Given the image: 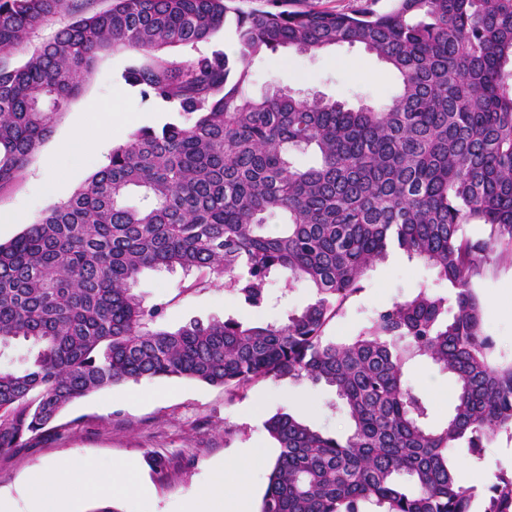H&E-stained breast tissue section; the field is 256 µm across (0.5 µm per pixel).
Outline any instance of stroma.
<instances>
[{"instance_id": "35a3bbf8", "label": "stroma", "mask_w": 512, "mask_h": 512, "mask_svg": "<svg viewBox=\"0 0 512 512\" xmlns=\"http://www.w3.org/2000/svg\"><path fill=\"white\" fill-rule=\"evenodd\" d=\"M124 53H107L98 61L93 77L54 119L52 132L20 176L0 189V213L17 215L12 224L0 225V243L19 235L55 205L44 192L46 178L72 195L108 161L107 154L70 157L54 153L57 142L70 138L81 122H98L108 128V146H116L133 131L161 129L168 123H187V115L125 95L120 75L127 63ZM284 87L294 92L324 96L352 106L387 103L398 91L394 74L363 47L335 46L316 53L281 48L256 57L250 68L247 91L258 97ZM97 111H86L87 102ZM427 286L447 290V282L417 260L401 252L369 269L360 289L332 319L326 336L344 339L355 335L373 314ZM483 303L482 330L494 342L492 360L512 363V264L491 262L472 284ZM146 305L164 308V325L174 329L192 320L202 322L234 316L247 322H280L307 305L315 292L307 284L287 285L276 280L269 287L271 301L260 308L245 305L224 284L193 286L182 272L144 271L136 284ZM406 380L428 405L430 422L446 421L453 405L454 384L446 372L421 361L413 364ZM286 389L287 399L268 398L274 388ZM334 392L310 382L259 381L246 391L230 395L222 387L186 379H144L114 385L74 402L60 416L56 429L29 440L24 447L0 451V494L14 500L15 512H27L23 487L27 478L51 461L75 467L94 463L101 474L122 465L132 481H143L151 491L152 512H178L201 485L223 483L225 488L247 487L254 502L265 492L269 462L258 461L256 449L277 456L264 422L276 412L292 413L314 427L342 435L349 424L336 411ZM165 469H156L153 459ZM465 488L483 498L496 474L512 476V440L494 437L479 456L466 461Z\"/></svg>"}]
</instances>
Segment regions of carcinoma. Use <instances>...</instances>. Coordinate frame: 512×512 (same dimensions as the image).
Segmentation results:
<instances>
[{"label": "carcinoma", "mask_w": 512, "mask_h": 512, "mask_svg": "<svg viewBox=\"0 0 512 512\" xmlns=\"http://www.w3.org/2000/svg\"><path fill=\"white\" fill-rule=\"evenodd\" d=\"M263 0H0V189L13 183L78 96L100 56L127 52L122 81L193 116L142 128L66 202L0 244V347L22 338L32 364L0 370V451L21 448L65 409L124 382L184 378L233 393L261 380L335 390L350 432L287 412L264 427L278 454L260 512H473L456 466L512 439V365L491 362L472 288L512 262V0H391L349 12ZM77 18L13 64L56 17ZM237 48L186 59L227 22ZM360 45L396 74L381 106L277 88L246 92L252 57ZM319 162L300 168L295 151ZM280 214L275 234L266 218ZM470 224L484 227L474 239ZM396 247L448 282L377 311L353 338L325 327ZM222 282L250 307L277 277L314 299L282 324L233 317L162 327L135 284L145 270ZM426 360L455 384L446 422L429 423L405 374ZM482 512H512V478Z\"/></svg>", "instance_id": "obj_1"}]
</instances>
